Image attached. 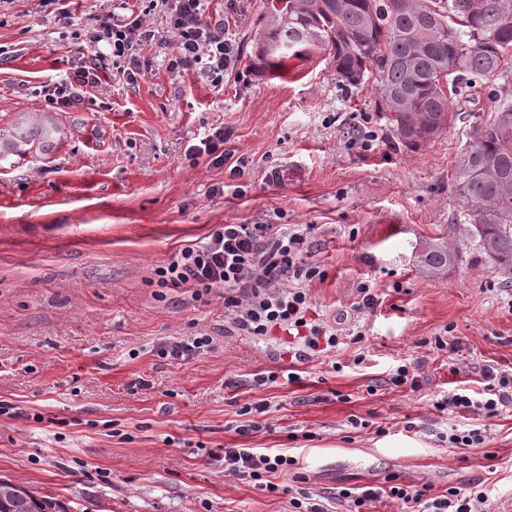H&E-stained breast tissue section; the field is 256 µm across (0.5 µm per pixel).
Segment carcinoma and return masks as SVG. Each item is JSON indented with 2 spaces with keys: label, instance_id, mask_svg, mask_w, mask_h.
Instances as JSON below:
<instances>
[{
  "label": "carcinoma",
  "instance_id": "1",
  "mask_svg": "<svg viewBox=\"0 0 512 512\" xmlns=\"http://www.w3.org/2000/svg\"><path fill=\"white\" fill-rule=\"evenodd\" d=\"M255 53L273 68L302 48L358 87L371 78L392 131L417 148L447 129L450 94L472 80L512 74V0H263ZM452 175L469 236L512 280V102L475 122ZM459 260L441 237L421 241L422 272L441 276ZM0 512H67L0 478Z\"/></svg>",
  "mask_w": 512,
  "mask_h": 512
}]
</instances>
